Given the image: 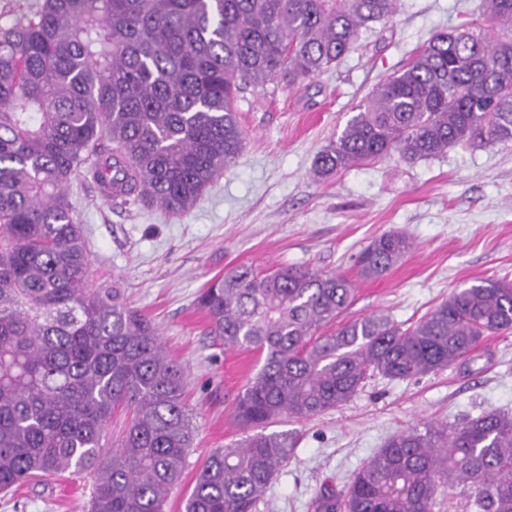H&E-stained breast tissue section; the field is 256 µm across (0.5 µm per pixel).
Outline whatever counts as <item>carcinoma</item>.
I'll return each instance as SVG.
<instances>
[{"instance_id": "obj_1", "label": "carcinoma", "mask_w": 512, "mask_h": 512, "mask_svg": "<svg viewBox=\"0 0 512 512\" xmlns=\"http://www.w3.org/2000/svg\"><path fill=\"white\" fill-rule=\"evenodd\" d=\"M397 0H40L0 25V493L37 476L94 474L90 512H165L193 443L188 371L122 288L93 287L70 182L106 198L189 210L244 139L237 100L293 87L387 22ZM479 141L512 146V0L439 31L379 83L317 154L324 178L377 157L413 163ZM374 238L358 275L377 279L414 250ZM353 283L308 267H233L197 297L208 332L255 354L237 394L239 442L213 449L184 512H257L293 438L266 432L334 410L367 379L448 369L512 330V284L484 278L418 322L343 324ZM336 329L322 334L330 325ZM131 419L118 440L105 429ZM459 489L470 512H512V414L391 436L347 492L324 485L309 512H436Z\"/></svg>"}]
</instances>
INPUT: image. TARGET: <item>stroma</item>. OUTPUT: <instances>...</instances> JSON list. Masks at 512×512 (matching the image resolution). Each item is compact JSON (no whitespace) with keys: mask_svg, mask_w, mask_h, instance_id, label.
<instances>
[{"mask_svg":"<svg viewBox=\"0 0 512 512\" xmlns=\"http://www.w3.org/2000/svg\"><path fill=\"white\" fill-rule=\"evenodd\" d=\"M480 0H398L390 22L362 32L330 70L293 88L269 83L238 101L245 133L233 165L188 211L107 200L73 183L94 285L119 284L147 315L171 357L187 367L193 413L190 466L167 512H184L199 465L242 432L233 402L256 371L253 353L209 336L195 306L212 277L237 265L302 266L352 279L351 321L390 315L411 325L456 289L483 278L512 283V147L479 142L407 163L378 158L314 178L317 154L355 107L400 69L432 33L471 22ZM404 231L416 247L386 275L359 278L357 253L375 236ZM512 413V332L489 336L474 359L403 381L380 377L343 406L305 421L272 424L295 433L294 452L274 478L266 512H308L322 484L344 490L392 435L434 422L454 426L482 410ZM89 474H64L0 494V512H87Z\"/></svg>","mask_w":512,"mask_h":512,"instance_id":"stroma-1","label":"stroma"}]
</instances>
